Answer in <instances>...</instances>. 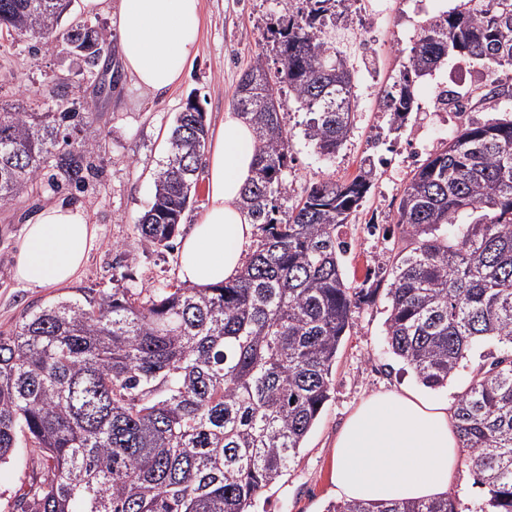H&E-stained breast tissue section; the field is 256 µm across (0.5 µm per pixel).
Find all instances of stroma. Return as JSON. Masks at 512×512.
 <instances>
[{
	"instance_id": "1",
	"label": "stroma",
	"mask_w": 512,
	"mask_h": 512,
	"mask_svg": "<svg viewBox=\"0 0 512 512\" xmlns=\"http://www.w3.org/2000/svg\"><path fill=\"white\" fill-rule=\"evenodd\" d=\"M297 0H202L203 24L198 54L182 85L153 94L120 79L111 96L93 92L83 60L66 47H39L35 39L0 34V110L52 112L57 89L68 100L92 103L95 119L83 138L93 144L92 172L81 190H57L41 182L37 193L21 196L0 209V331L14 328L26 310L59 295V288H30L14 277L18 248L26 224L50 202L83 209L97 228L98 241L75 279L78 287L151 288L179 284L176 249H160L141 237L136 225L153 195L154 180L165 157L167 137L187 100H196L210 129H217L232 107L242 72L259 53H270L267 36ZM457 0H385L376 20L360 21L364 39L375 54L364 58L360 39L345 33L337 46L351 57L357 99L351 133L336 156H318L301 131L304 113L285 103L281 116L295 134L292 161L285 176L287 192L278 202V219L288 217L321 178L346 180L368 161H378V175L363 207L352 216L342 256L345 277L353 283L371 281L373 300L360 301L353 328L339 349L333 371L334 390L286 476L268 489L255 512H325L335 497L331 482L333 445L347 416L369 394L419 388L413 372L383 342L387 316L386 290L390 261L403 246L390 216L413 170L439 150L464 123L500 116V109L468 106L465 113L444 111L438 91H474L488 81L485 68L460 56H448L431 75L415 85L416 109L400 129H392L388 113L379 111L378 91L398 74L422 22L451 10ZM496 342L473 347L464 369L448 384L432 389L439 400L455 403L471 381V371L488 355L499 354Z\"/></svg>"
}]
</instances>
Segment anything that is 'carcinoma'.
Instances as JSON below:
<instances>
[{
  "label": "carcinoma",
  "instance_id": "carcinoma-1",
  "mask_svg": "<svg viewBox=\"0 0 512 512\" xmlns=\"http://www.w3.org/2000/svg\"><path fill=\"white\" fill-rule=\"evenodd\" d=\"M346 0H298L271 31L280 67L257 56L235 106L256 135L255 176L242 191L261 232L238 276L195 288H77L26 311L0 332V465L19 455L31 483L12 512H251L288 472L333 389V366L357 300L341 257L342 228L369 193L373 165L350 180L322 178L276 218L292 133L279 83L307 115L304 137L326 159L346 142L355 84L328 21ZM72 0H0V26L48 47ZM68 49L96 77L107 37ZM450 54L485 66L479 101L512 104V0H457L423 21L380 109L401 127L413 86ZM82 109L0 111V207L38 189L79 187L93 150L70 134ZM209 137L192 100L178 113L154 199L137 229L166 249L196 191ZM407 243L394 258L385 320L393 354L426 387L464 366L475 342L503 353L458 396L454 426L490 510L512 512V115L457 128L413 172L391 215ZM327 512H456L448 499Z\"/></svg>",
  "mask_w": 512,
  "mask_h": 512
}]
</instances>
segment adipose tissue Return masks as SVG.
<instances>
[{
    "label": "adipose tissue",
    "mask_w": 512,
    "mask_h": 512,
    "mask_svg": "<svg viewBox=\"0 0 512 512\" xmlns=\"http://www.w3.org/2000/svg\"><path fill=\"white\" fill-rule=\"evenodd\" d=\"M201 0H119L112 13L121 71L146 91L178 86L196 52ZM256 138L226 110L212 137L209 206L181 239L180 278L207 288L235 278L253 241L254 224L239 205L254 176ZM97 240L76 206L47 204L26 225L14 275L32 288L69 284ZM461 443L447 402L420 391H383L349 414L334 443L337 499L384 505L447 497L460 468Z\"/></svg>",
    "instance_id": "adipose-tissue-1"
}]
</instances>
